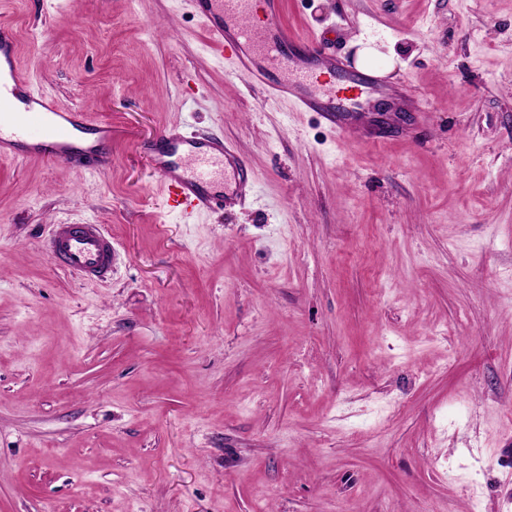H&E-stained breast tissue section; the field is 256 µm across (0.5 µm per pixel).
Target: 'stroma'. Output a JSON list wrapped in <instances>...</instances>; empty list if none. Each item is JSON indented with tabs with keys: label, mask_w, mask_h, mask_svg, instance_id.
I'll use <instances>...</instances> for the list:
<instances>
[{
	"label": "stroma",
	"mask_w": 512,
	"mask_h": 512,
	"mask_svg": "<svg viewBox=\"0 0 512 512\" xmlns=\"http://www.w3.org/2000/svg\"><path fill=\"white\" fill-rule=\"evenodd\" d=\"M111 166L0 160V512H512V0H284L425 110L338 139L218 67L188 0H0ZM234 142L184 219L143 143ZM101 224L112 276L46 242Z\"/></svg>",
	"instance_id": "1"
}]
</instances>
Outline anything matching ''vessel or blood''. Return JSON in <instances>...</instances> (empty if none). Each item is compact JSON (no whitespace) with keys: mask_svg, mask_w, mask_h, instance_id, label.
I'll return each instance as SVG.
<instances>
[{"mask_svg":"<svg viewBox=\"0 0 512 512\" xmlns=\"http://www.w3.org/2000/svg\"><path fill=\"white\" fill-rule=\"evenodd\" d=\"M205 24L219 63H231L266 99L287 100L315 113L336 136L350 132L356 104L365 95L387 97L392 111H421L406 88L379 75L356 72L344 84L330 77L346 67L327 51L326 29L297 34L280 21L281 0H190ZM15 30L0 20V157L50 156L81 170L105 171L112 126L85 113L61 111L20 70ZM172 210H223L245 200L256 181L233 142L200 139L168 130L146 144ZM59 265L90 282L112 273V238L99 224H58L48 240Z\"/></svg>","mask_w":512,"mask_h":512,"instance_id":"vessel-or-blood-1","label":"vessel or blood"}]
</instances>
